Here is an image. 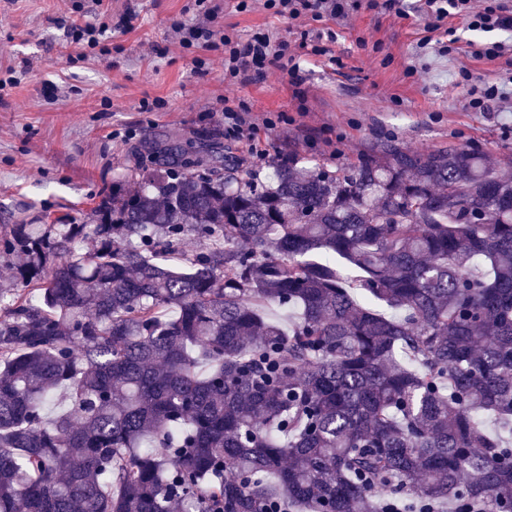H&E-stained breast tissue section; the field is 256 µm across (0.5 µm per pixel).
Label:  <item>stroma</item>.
Here are the masks:
<instances>
[{
  "mask_svg": "<svg viewBox=\"0 0 512 512\" xmlns=\"http://www.w3.org/2000/svg\"><path fill=\"white\" fill-rule=\"evenodd\" d=\"M215 29L249 38L257 32L298 40L320 22L297 28L285 18L234 9L211 0ZM417 0L404 16L361 5L333 23L331 58L301 54L305 80L293 86L287 65L230 85L221 55L196 69L170 29L172 17L198 20L196 0H132L127 26L113 30L106 54L80 56L64 36L70 21L111 22L95 0H0V72L24 68L21 84L0 97V234L14 224L55 230L82 224L113 184L140 182L148 147L220 155L242 178L267 179L274 164L294 157L329 169L356 162L387 141L424 152L449 144H481L492 161L512 160L508 113L473 112L457 85L459 68L496 80L501 62L420 56L426 22ZM161 97V112H143V98ZM244 103L261 124L256 161L224 136L225 99ZM274 127H265V119ZM133 129L132 139L113 131Z\"/></svg>",
  "mask_w": 512,
  "mask_h": 512,
  "instance_id": "1",
  "label": "stroma"
}]
</instances>
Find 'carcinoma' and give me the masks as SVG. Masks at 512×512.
<instances>
[{"label": "carcinoma", "mask_w": 512, "mask_h": 512, "mask_svg": "<svg viewBox=\"0 0 512 512\" xmlns=\"http://www.w3.org/2000/svg\"><path fill=\"white\" fill-rule=\"evenodd\" d=\"M149 163L90 224L0 235V512H512V176L480 145Z\"/></svg>", "instance_id": "carcinoma-1"}]
</instances>
